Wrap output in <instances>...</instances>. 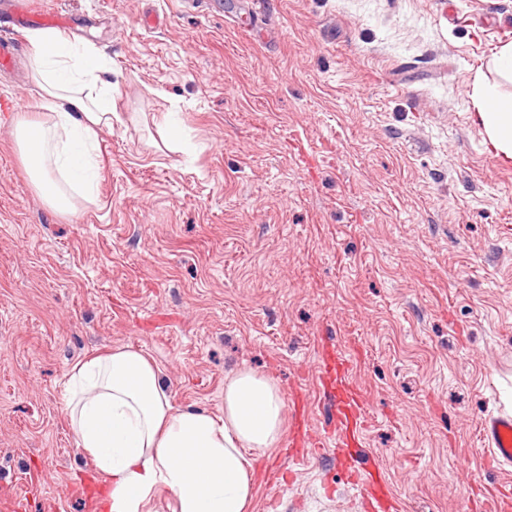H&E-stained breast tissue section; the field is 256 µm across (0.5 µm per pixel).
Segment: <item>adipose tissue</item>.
Instances as JSON below:
<instances>
[{"mask_svg":"<svg viewBox=\"0 0 512 512\" xmlns=\"http://www.w3.org/2000/svg\"><path fill=\"white\" fill-rule=\"evenodd\" d=\"M43 119L18 120L15 136L36 189L56 211H73L71 190L91 199L100 179L92 152L117 118L104 58L42 29L31 37ZM472 99L493 150L512 160V97L476 85ZM66 417L77 446L108 478L102 512H152L161 491L172 512H251L255 473L247 454L276 447L284 401L267 377L242 370L224 385V414L175 409L156 364L118 347L76 362Z\"/></svg>","mask_w":512,"mask_h":512,"instance_id":"ef3b65f1","label":"adipose tissue"}]
</instances>
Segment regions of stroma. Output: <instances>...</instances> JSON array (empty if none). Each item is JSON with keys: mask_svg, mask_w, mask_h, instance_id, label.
Segmentation results:
<instances>
[{"mask_svg": "<svg viewBox=\"0 0 512 512\" xmlns=\"http://www.w3.org/2000/svg\"><path fill=\"white\" fill-rule=\"evenodd\" d=\"M101 52L119 122L77 211L50 208L14 135L42 92L23 31L0 67V498L94 512L65 415L85 356L154 359L175 409L224 413L241 369L307 394L323 349L367 403L400 512H475L506 482L479 422L512 413V161L470 98L512 0H25ZM173 116L182 131L164 128ZM253 512H360L331 456L257 454Z\"/></svg>", "mask_w": 512, "mask_h": 512, "instance_id": "35a3bbf8", "label": "stroma"}]
</instances>
